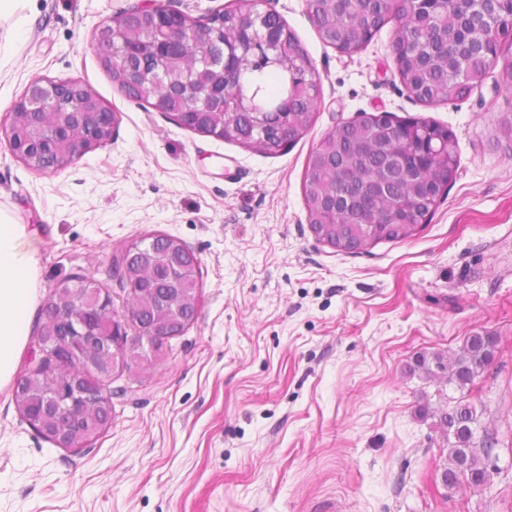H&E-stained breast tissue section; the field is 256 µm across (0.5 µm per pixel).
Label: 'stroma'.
Here are the masks:
<instances>
[{
	"mask_svg": "<svg viewBox=\"0 0 512 512\" xmlns=\"http://www.w3.org/2000/svg\"><path fill=\"white\" fill-rule=\"evenodd\" d=\"M134 2L30 0L26 24L0 23V211L36 237L40 301L87 275L122 309L114 256L166 234L198 258L200 311L112 375V423L88 447L47 441L0 388V512H512V89L488 80L424 104L399 78L394 24L348 56L306 0H268L321 101L299 142L266 155L121 92L92 37ZM37 76L81 81L118 112L111 142L52 173L16 158L3 129ZM366 113L447 127L459 163L416 236L350 254L312 235L303 182L312 148ZM477 332L497 344L469 389L407 373ZM460 399L496 434L497 460L483 487L449 490L432 413Z\"/></svg>",
	"mask_w": 512,
	"mask_h": 512,
	"instance_id": "stroma-1",
	"label": "stroma"
}]
</instances>
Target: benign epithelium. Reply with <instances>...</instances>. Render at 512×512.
Here are the masks:
<instances>
[{
	"label": "benign epithelium",
	"mask_w": 512,
	"mask_h": 512,
	"mask_svg": "<svg viewBox=\"0 0 512 512\" xmlns=\"http://www.w3.org/2000/svg\"><path fill=\"white\" fill-rule=\"evenodd\" d=\"M250 2L253 19L244 39L235 37L224 43L210 39V28L221 20L222 9L200 19L162 0H137L97 26L93 46L102 66L113 75L128 59L127 46L133 31L148 23L159 38L141 41L142 55L148 59L141 67L144 90L167 80L170 51L182 52L196 44L205 47L199 54L186 56L187 69L177 85L186 112L182 113L184 119L176 117L174 121L185 127L196 122L197 102L221 100L227 94L224 78L228 66L238 70L251 67L257 57L263 66H282L277 43L287 30L269 24L272 11L262 9L265 0ZM391 49L397 69H404L410 56L407 43L394 38ZM118 123L119 113L103 105L80 81L38 76L15 101L5 135L12 153L25 165L39 172H56L89 150L109 143ZM364 194L377 204L387 203L386 177L364 176L359 182H346L341 189V196L349 200ZM130 252L146 256L148 263L128 283L129 294L138 291V281L154 278L157 265L164 264L168 270L171 288L150 299L151 321L143 320L140 304L130 302L123 311H115L110 296L88 281L80 291L69 279L59 283L43 308V331L37 337L34 364L39 366L48 359L54 373L44 389L33 391L38 403L27 399L16 403V408L30 426L43 428L45 439L57 447L87 446L85 418L97 409H112V393L106 386L79 382L84 365H95L106 377L122 354L141 353L146 346L157 353L197 318L199 293H189L185 285L198 280V262L187 245L173 236L159 234L144 238ZM129 327L133 329L131 336Z\"/></svg>",
	"instance_id": "benign-epithelium-1"
}]
</instances>
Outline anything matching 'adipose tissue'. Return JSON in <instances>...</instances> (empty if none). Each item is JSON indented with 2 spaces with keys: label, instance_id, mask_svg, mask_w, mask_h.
<instances>
[{
  "label": "adipose tissue",
  "instance_id": "adipose-tissue-1",
  "mask_svg": "<svg viewBox=\"0 0 512 512\" xmlns=\"http://www.w3.org/2000/svg\"><path fill=\"white\" fill-rule=\"evenodd\" d=\"M36 250L24 225L0 213V385L16 373L36 303Z\"/></svg>",
  "mask_w": 512,
  "mask_h": 512
}]
</instances>
